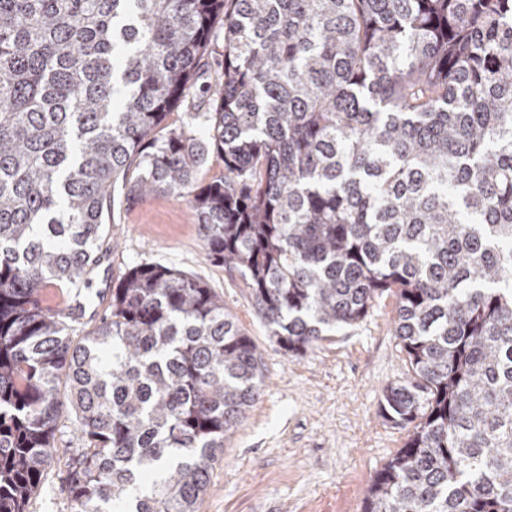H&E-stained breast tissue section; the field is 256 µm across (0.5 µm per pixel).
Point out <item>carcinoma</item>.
<instances>
[{
	"label": "carcinoma",
	"mask_w": 512,
	"mask_h": 512,
	"mask_svg": "<svg viewBox=\"0 0 512 512\" xmlns=\"http://www.w3.org/2000/svg\"><path fill=\"white\" fill-rule=\"evenodd\" d=\"M119 184L190 197L288 354L396 293L414 381L381 414L412 430L363 512H512V0H0V512L64 416L73 512H197L262 394L196 275L133 265L92 325L41 305L92 304Z\"/></svg>",
	"instance_id": "carcinoma-1"
}]
</instances>
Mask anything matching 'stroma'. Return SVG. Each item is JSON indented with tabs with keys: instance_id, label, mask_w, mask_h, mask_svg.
I'll use <instances>...</instances> for the list:
<instances>
[{
	"instance_id": "stroma-1",
	"label": "stroma",
	"mask_w": 512,
	"mask_h": 512,
	"mask_svg": "<svg viewBox=\"0 0 512 512\" xmlns=\"http://www.w3.org/2000/svg\"><path fill=\"white\" fill-rule=\"evenodd\" d=\"M110 232L112 254L90 293L107 292L142 261L199 275L223 295L225 311L261 354L263 393L226 436L198 512H362L371 477L408 435L379 414L384 389L410 377L391 331L395 294L384 293L357 324L292 356L270 336L248 288L209 261L188 199H131L117 188ZM73 433L62 419L52 465L26 512H71L65 477Z\"/></svg>"
}]
</instances>
